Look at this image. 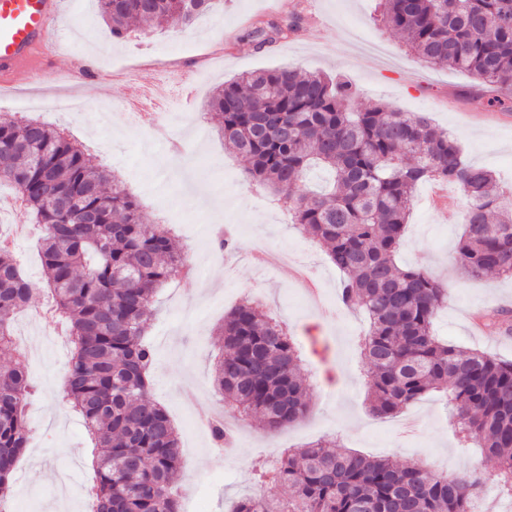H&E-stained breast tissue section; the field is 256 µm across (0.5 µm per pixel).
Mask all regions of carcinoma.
Listing matches in <instances>:
<instances>
[{
	"mask_svg": "<svg viewBox=\"0 0 512 512\" xmlns=\"http://www.w3.org/2000/svg\"><path fill=\"white\" fill-rule=\"evenodd\" d=\"M112 36L132 24L183 29L214 0H97ZM382 22L402 33L422 61L469 73L491 108L512 90V0H380ZM296 18L271 19L248 36L258 46L288 38ZM352 85L289 67L244 74L210 97L218 135L246 158L251 184L270 191L294 223L318 241L341 270L340 299L370 326L361 354L372 413L392 417L431 392L453 404L461 440L480 449L463 476L422 461L365 457L334 440L290 448L262 486H285L287 498L248 496L233 512H472L486 473L496 465L512 496V362L464 350L435 335L448 289L427 268L403 267L397 252L414 193L427 179L452 185L464 232L452 261L471 278L512 277V193L489 168L468 163L458 136L419 113L374 102L348 111ZM332 177L326 190L298 192L310 170ZM0 180L26 198L43 226L40 253L54 311L69 326L73 349L66 399L101 449L93 512H180L172 492L181 469L180 440L148 392L154 349L145 334L152 302L187 264L173 232L144 220L141 204L118 177L83 148L34 120L0 121ZM32 287L13 249L0 245V498L29 441L25 407L36 387L16 350L12 324ZM222 353L213 390L242 416H261L276 433L303 417L309 403L299 352L286 327L250 301L219 329ZM213 443L228 447L224 423H210Z\"/></svg>",
	"mask_w": 512,
	"mask_h": 512,
	"instance_id": "obj_1",
	"label": "carcinoma"
}]
</instances>
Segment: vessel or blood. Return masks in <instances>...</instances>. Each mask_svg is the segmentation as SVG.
Instances as JSON below:
<instances>
[{
  "mask_svg": "<svg viewBox=\"0 0 512 512\" xmlns=\"http://www.w3.org/2000/svg\"><path fill=\"white\" fill-rule=\"evenodd\" d=\"M61 0H0V72L32 64L50 35Z\"/></svg>",
  "mask_w": 512,
  "mask_h": 512,
  "instance_id": "obj_1",
  "label": "vessel or blood"
}]
</instances>
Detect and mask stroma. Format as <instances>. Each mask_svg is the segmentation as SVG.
<instances>
[{
    "instance_id": "obj_1",
    "label": "stroma",
    "mask_w": 512,
    "mask_h": 512,
    "mask_svg": "<svg viewBox=\"0 0 512 512\" xmlns=\"http://www.w3.org/2000/svg\"><path fill=\"white\" fill-rule=\"evenodd\" d=\"M377 4L378 0H224L186 29H134L116 39L96 0H67L65 12L52 23L56 42L40 55L37 76L20 75L0 85V120L22 118L25 100L35 93L65 91L87 99L80 112L43 110L38 119L82 144L97 141L91 157L122 173L147 221L172 210L194 217L180 225L174 244L195 259L197 272L158 293L147 330L156 354L150 398L164 406L180 434L182 469L176 485L181 512L199 507L205 512H232L242 497L258 493L254 470L268 466L283 449L331 436L365 455L400 462L420 458L455 475L466 474L472 466L474 455L461 444L442 394L430 393L393 417L371 414L360 348L368 321L362 312L340 302L343 275L326 254L290 224L267 192L247 181L245 159L217 137L198 143V152L221 168L224 192L222 205L193 203L195 194L212 185L176 161L177 141L189 137L190 119L154 104L135 115L127 110L131 85L121 74L132 66L141 82L158 77L174 93L185 78H195L199 95L206 99L240 73L286 64L349 80L356 89L350 110L383 102L402 112L428 115L436 126L460 138L469 163L488 167L503 183H511L512 112L488 108L468 74L408 55L403 39L379 20ZM290 15L300 18L295 34L257 50L247 36L252 23ZM90 66L103 70V77L84 80ZM428 193L427 186L416 189L398 262L431 268L447 288L448 300L435 323L440 336L461 348L512 361V335L473 325L476 317L494 309H512V279H471L462 274L450 260L463 231L462 213L457 208H429ZM221 224L239 236V253L215 254L211 235ZM257 248L288 252L290 261L256 267L250 254ZM13 249L33 288L29 307L17 317L14 331L22 336L28 351L25 369L40 390L27 408L32 434L14 475L17 512H87L76 487L94 482L98 450L80 417L69 412L54 388L69 359L71 338L65 330L45 328L33 320L45 288L37 237L18 241ZM244 298L271 312L293 336L308 384L310 412L275 436L257 419L226 414L235 446L222 455L202 428L224 409L211 390L212 366L220 352L214 329ZM329 365L342 368V385L331 387L321 380L320 369Z\"/></svg>"
}]
</instances>
